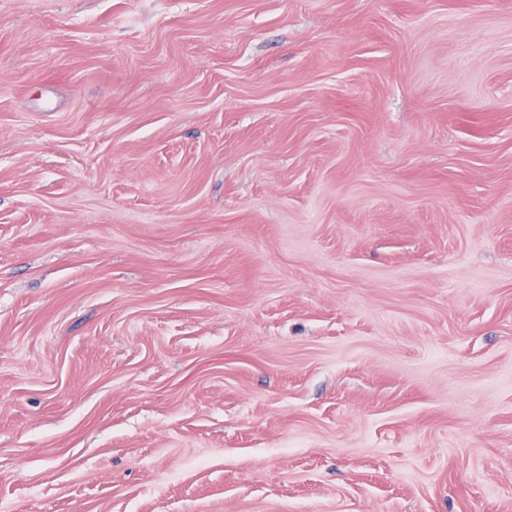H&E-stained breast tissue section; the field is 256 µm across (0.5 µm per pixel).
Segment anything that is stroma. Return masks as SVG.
<instances>
[{
  "instance_id": "stroma-1",
  "label": "stroma",
  "mask_w": 512,
  "mask_h": 512,
  "mask_svg": "<svg viewBox=\"0 0 512 512\" xmlns=\"http://www.w3.org/2000/svg\"><path fill=\"white\" fill-rule=\"evenodd\" d=\"M0 512H512V0H0Z\"/></svg>"
}]
</instances>
